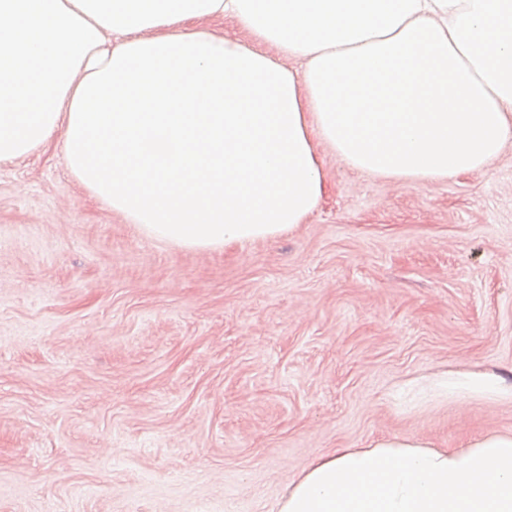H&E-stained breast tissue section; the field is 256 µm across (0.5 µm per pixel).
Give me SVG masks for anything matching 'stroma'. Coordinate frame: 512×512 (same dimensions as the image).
I'll use <instances>...</instances> for the list:
<instances>
[{"mask_svg": "<svg viewBox=\"0 0 512 512\" xmlns=\"http://www.w3.org/2000/svg\"><path fill=\"white\" fill-rule=\"evenodd\" d=\"M302 224L153 239L79 185L61 134L0 165V512H279L317 458L512 432V403L405 381L512 373V139L425 186L318 146Z\"/></svg>", "mask_w": 512, "mask_h": 512, "instance_id": "stroma-1", "label": "stroma"}]
</instances>
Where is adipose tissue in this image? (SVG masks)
Segmentation results:
<instances>
[{"instance_id":"ef3b65f1","label":"adipose tissue","mask_w":512,"mask_h":512,"mask_svg":"<svg viewBox=\"0 0 512 512\" xmlns=\"http://www.w3.org/2000/svg\"><path fill=\"white\" fill-rule=\"evenodd\" d=\"M207 18L250 43L188 30ZM60 128L72 177L148 236L271 237L322 197L317 143L417 184L497 157L512 138V0H0V164ZM438 386L512 401V377L486 371ZM280 512H512V433L336 449ZM189 25L193 28L216 30L224 34L225 38L240 41L248 40L247 32L242 28L240 24H238L235 21L221 19H205L202 21L191 22Z\"/></svg>"}]
</instances>
